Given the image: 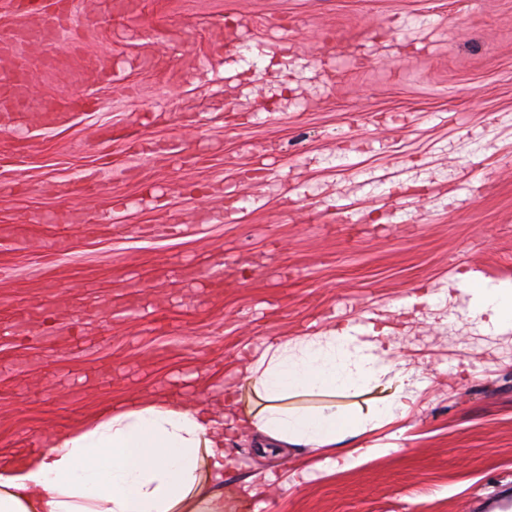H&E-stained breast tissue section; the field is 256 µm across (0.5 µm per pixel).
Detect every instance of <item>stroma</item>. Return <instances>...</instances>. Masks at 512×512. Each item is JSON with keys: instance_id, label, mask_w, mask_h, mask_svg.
Wrapping results in <instances>:
<instances>
[{"instance_id": "1", "label": "stroma", "mask_w": 512, "mask_h": 512, "mask_svg": "<svg viewBox=\"0 0 512 512\" xmlns=\"http://www.w3.org/2000/svg\"><path fill=\"white\" fill-rule=\"evenodd\" d=\"M0 130V448L119 397H223L268 344L387 331L410 412L349 464L224 435L267 512H494L512 330V0H80ZM93 92L70 111L68 97ZM460 290L471 295L466 317L476 319L490 313L499 328L512 326L511 281L500 282L498 285L465 281Z\"/></svg>"}]
</instances>
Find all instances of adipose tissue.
Segmentation results:
<instances>
[{"instance_id": "1", "label": "adipose tissue", "mask_w": 512, "mask_h": 512, "mask_svg": "<svg viewBox=\"0 0 512 512\" xmlns=\"http://www.w3.org/2000/svg\"><path fill=\"white\" fill-rule=\"evenodd\" d=\"M467 315L512 326V283L462 285ZM380 336L330 329L269 344L239 369L258 410L159 393L113 403L40 447L0 451V512H224V426L233 423L286 447L324 452L403 417L412 393L400 383L368 412L335 403L301 410L290 397L332 398L379 385L392 368Z\"/></svg>"}]
</instances>
